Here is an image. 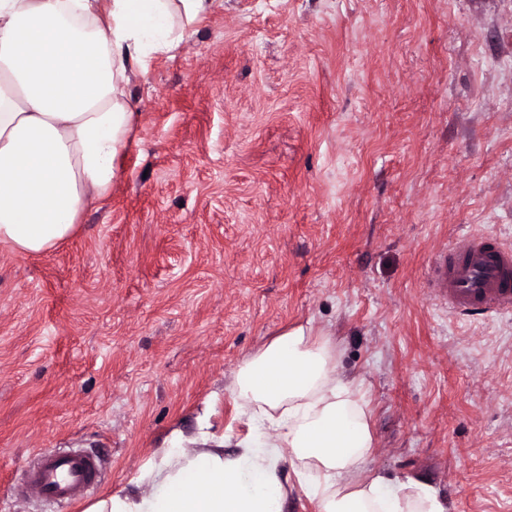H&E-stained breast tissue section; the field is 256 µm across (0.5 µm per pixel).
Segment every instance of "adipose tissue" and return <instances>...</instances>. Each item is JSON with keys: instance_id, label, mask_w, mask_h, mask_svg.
I'll return each instance as SVG.
<instances>
[{"instance_id": "1", "label": "adipose tissue", "mask_w": 512, "mask_h": 512, "mask_svg": "<svg viewBox=\"0 0 512 512\" xmlns=\"http://www.w3.org/2000/svg\"><path fill=\"white\" fill-rule=\"evenodd\" d=\"M216 0H0V242L51 250L107 196L135 120L127 88L177 49ZM245 434L175 433L130 488L85 512H283L297 488L316 512H448L415 477L369 467V402L336 343L284 329L228 386ZM290 464L292 478L283 475Z\"/></svg>"}]
</instances>
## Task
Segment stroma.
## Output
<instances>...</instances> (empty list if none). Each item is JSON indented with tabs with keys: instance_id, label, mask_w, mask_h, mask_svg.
<instances>
[{
	"instance_id": "stroma-1",
	"label": "stroma",
	"mask_w": 512,
	"mask_h": 512,
	"mask_svg": "<svg viewBox=\"0 0 512 512\" xmlns=\"http://www.w3.org/2000/svg\"><path fill=\"white\" fill-rule=\"evenodd\" d=\"M109 196L51 251L0 243V512L41 448L100 496L175 428L243 434L241 360L307 321L368 393L372 469L512 512V315L423 288L438 249L512 246V0H221L133 77Z\"/></svg>"
}]
</instances>
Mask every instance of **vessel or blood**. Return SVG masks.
Listing matches in <instances>:
<instances>
[{
    "label": "vessel or blood",
    "mask_w": 512,
    "mask_h": 512,
    "mask_svg": "<svg viewBox=\"0 0 512 512\" xmlns=\"http://www.w3.org/2000/svg\"><path fill=\"white\" fill-rule=\"evenodd\" d=\"M462 316L512 313V248L491 233L466 234L441 253L424 283ZM101 463L83 448L35 452L21 473L20 495L74 503L98 490Z\"/></svg>",
    "instance_id": "1"
}]
</instances>
